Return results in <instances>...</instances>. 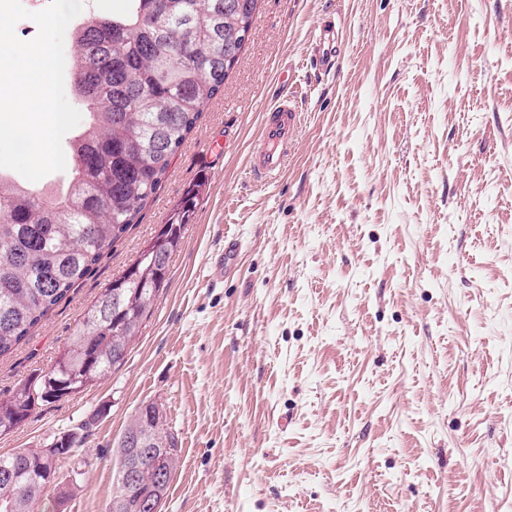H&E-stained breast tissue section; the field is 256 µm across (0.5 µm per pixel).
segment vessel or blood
<instances>
[{"instance_id": "1", "label": "vessel or blood", "mask_w": 512, "mask_h": 512, "mask_svg": "<svg viewBox=\"0 0 512 512\" xmlns=\"http://www.w3.org/2000/svg\"><path fill=\"white\" fill-rule=\"evenodd\" d=\"M298 125L299 113L290 98H281L267 108L260 146L249 162L250 179L267 184L279 176L288 165Z\"/></svg>"}]
</instances>
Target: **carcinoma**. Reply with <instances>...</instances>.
I'll return each instance as SVG.
<instances>
[{"label":"carcinoma","mask_w":512,"mask_h":512,"mask_svg":"<svg viewBox=\"0 0 512 512\" xmlns=\"http://www.w3.org/2000/svg\"><path fill=\"white\" fill-rule=\"evenodd\" d=\"M110 18L89 16L73 33L71 90L87 112L69 141L71 172L61 189L21 181L0 168V356L33 329L113 245L140 221L148 199L166 177L171 158L195 128L205 105L224 91L230 67L224 44L244 43L259 0H127ZM202 185L187 191L157 238L121 277L112 280L76 323L71 343L44 374L0 396V436L19 429L39 406L71 398L126 363L141 326L166 287L168 263L195 213ZM147 431L175 448L177 437L138 407L122 434ZM67 450L34 448L0 454V512H37ZM123 438L113 450L112 491L134 500L151 491L142 473L130 487Z\"/></svg>","instance_id":"cac0c4a2"}]
</instances>
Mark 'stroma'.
<instances>
[{"instance_id":"1","label":"stroma","mask_w":512,"mask_h":512,"mask_svg":"<svg viewBox=\"0 0 512 512\" xmlns=\"http://www.w3.org/2000/svg\"><path fill=\"white\" fill-rule=\"evenodd\" d=\"M287 91L294 153L260 189L247 168ZM200 181L126 363L0 454L83 430L65 512H102L112 445L152 402L181 448L161 512H512V0H260L140 224L0 357L1 393L52 367Z\"/></svg>"}]
</instances>
